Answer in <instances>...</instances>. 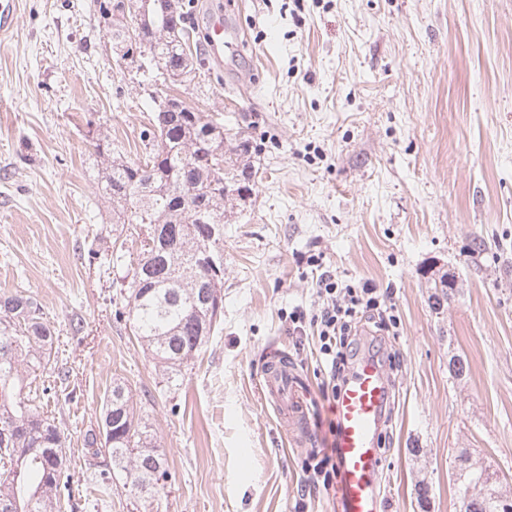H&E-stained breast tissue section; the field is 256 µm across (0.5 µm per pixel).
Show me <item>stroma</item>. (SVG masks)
Returning a JSON list of instances; mask_svg holds the SVG:
<instances>
[{"mask_svg": "<svg viewBox=\"0 0 512 512\" xmlns=\"http://www.w3.org/2000/svg\"><path fill=\"white\" fill-rule=\"evenodd\" d=\"M16 8L0 35V295H31L56 330L69 379L47 410L77 512H341L304 471L332 418L318 345L298 349L285 320L315 311L326 270L391 289L401 320L358 350L400 361L386 372L383 512H459L462 448L512 496V0H191V54L206 56L200 30L219 11L239 49L176 83L117 63L93 0ZM164 93L219 118L227 145L248 139L257 171L224 201L221 324L170 383L114 316L141 227L114 230L88 144L94 131L144 159ZM275 352L299 376L285 426L263 398ZM116 382L170 473L145 497L120 474L107 495L89 480L83 438Z\"/></svg>", "mask_w": 512, "mask_h": 512, "instance_id": "35a3bbf8", "label": "stroma"}]
</instances>
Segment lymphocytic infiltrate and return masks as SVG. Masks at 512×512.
I'll use <instances>...</instances> for the list:
<instances>
[{
	"label": "lymphocytic infiltrate",
	"mask_w": 512,
	"mask_h": 512,
	"mask_svg": "<svg viewBox=\"0 0 512 512\" xmlns=\"http://www.w3.org/2000/svg\"><path fill=\"white\" fill-rule=\"evenodd\" d=\"M317 293L322 300L315 312L300 309L288 314V331L303 337L316 331L319 341L322 392L336 400L352 375L355 350L366 325L390 333L400 325L390 292L373 285L354 286L325 271L316 279Z\"/></svg>",
	"instance_id": "1"
}]
</instances>
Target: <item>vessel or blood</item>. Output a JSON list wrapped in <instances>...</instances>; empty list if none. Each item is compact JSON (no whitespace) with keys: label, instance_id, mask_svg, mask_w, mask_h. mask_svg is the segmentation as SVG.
<instances>
[{"label":"vessel or blood","instance_id":"obj_1","mask_svg":"<svg viewBox=\"0 0 512 512\" xmlns=\"http://www.w3.org/2000/svg\"><path fill=\"white\" fill-rule=\"evenodd\" d=\"M206 46L216 61L224 59V17L210 18ZM293 382L287 360H269L265 373L267 393L283 400ZM389 390L379 365L370 358L358 361L334 408L339 426L336 461L338 497L343 512H382L377 476L381 464L378 435Z\"/></svg>","mask_w":512,"mask_h":512}]
</instances>
